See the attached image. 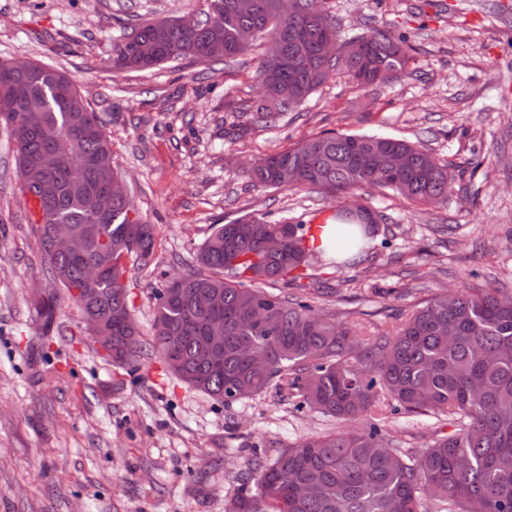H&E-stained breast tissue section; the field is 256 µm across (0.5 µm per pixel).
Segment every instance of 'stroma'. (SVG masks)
<instances>
[{"instance_id": "stroma-1", "label": "stroma", "mask_w": 512, "mask_h": 512, "mask_svg": "<svg viewBox=\"0 0 512 512\" xmlns=\"http://www.w3.org/2000/svg\"><path fill=\"white\" fill-rule=\"evenodd\" d=\"M205 0H0V60H39L67 73L103 118L137 215L157 227L156 267L125 285L144 341L154 330L159 271L193 260L213 225L243 215L311 224L360 203L379 214L361 263L311 260L303 290L325 317L374 336L395 313L477 269L512 294V0H325L341 38L371 24L408 32L407 74L375 89L343 67L294 111L267 123L250 112L263 44L230 61L185 58L129 71L112 44L145 20L199 14ZM395 136L456 165L444 205L364 189L328 197L256 189L248 163L326 130ZM12 140L0 128V512H225L253 455L334 430L272 387L226 405L164 374L151 355L135 374L115 368L81 333L71 300L43 335L29 302L49 285L47 263L19 192ZM480 157L471 170L468 162ZM395 287L399 297L381 298ZM454 425L391 419L400 447L420 450Z\"/></svg>"}]
</instances>
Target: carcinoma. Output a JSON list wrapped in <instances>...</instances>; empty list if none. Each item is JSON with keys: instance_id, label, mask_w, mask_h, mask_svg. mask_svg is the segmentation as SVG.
<instances>
[{"instance_id": "carcinoma-1", "label": "carcinoma", "mask_w": 512, "mask_h": 512, "mask_svg": "<svg viewBox=\"0 0 512 512\" xmlns=\"http://www.w3.org/2000/svg\"><path fill=\"white\" fill-rule=\"evenodd\" d=\"M220 22L200 20L182 29L175 18L146 21L112 49V65L126 70L156 68L177 58L200 61L234 58L258 40L266 55L257 78L262 94L258 118L273 122L303 103L343 64L361 86L382 87L406 74L415 47L406 35L386 27L336 44L323 54V40L337 36L324 0H296L298 25L285 24L275 0H253L242 11L237 0H207ZM29 88L17 101L4 92L14 76L0 70V125L15 144L22 197L33 196L25 180L49 178L56 196L39 202L35 234L53 289L35 312L42 332H52L55 308L72 289L91 287L81 308L112 324V365L130 373L146 352L132 317L124 285L128 256L141 267L154 263L156 226L132 218L128 198L112 197L110 211L93 216L95 195L117 175L112 140L100 115L68 75L45 63L21 74ZM55 130L56 143L45 139ZM85 165L82 182L71 176L67 155ZM381 152L403 154L408 166L376 168ZM250 186L288 190L313 188L330 196L364 187L392 191L416 203L441 204L452 191L451 165L409 142L347 132H326L257 161L247 172ZM336 218V252L356 249L336 267L358 264L378 224L374 214ZM54 224L89 226L91 238L80 254H49ZM137 233L130 234L131 227ZM322 225L309 229L284 220L241 216L216 224L184 272L162 270L154 291L153 347L166 371L190 387L226 404L251 399L272 384L309 408L339 422L334 431L304 437L268 459L254 456L228 499V512H428L427 500L445 512H512V306L498 288H462L438 293L399 319L388 333L361 337L319 314L308 297L275 293L292 285L308 257L322 256L311 242ZM273 234L286 239L277 254L262 249ZM102 269L86 284V271ZM206 292L224 297L216 322L198 305ZM209 347L220 361L200 362ZM249 347L268 364L249 360ZM446 417L456 429L420 453L387 436L395 414Z\"/></svg>"}]
</instances>
